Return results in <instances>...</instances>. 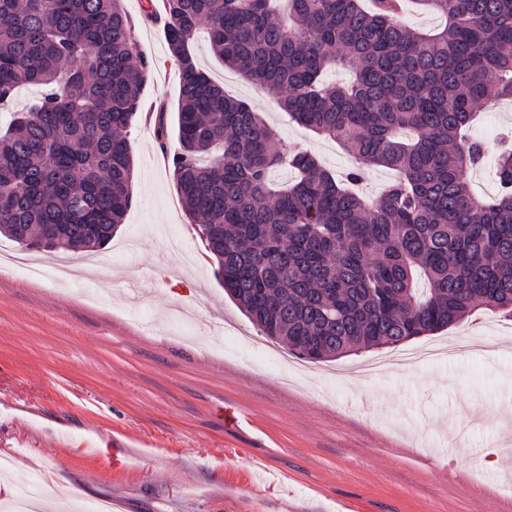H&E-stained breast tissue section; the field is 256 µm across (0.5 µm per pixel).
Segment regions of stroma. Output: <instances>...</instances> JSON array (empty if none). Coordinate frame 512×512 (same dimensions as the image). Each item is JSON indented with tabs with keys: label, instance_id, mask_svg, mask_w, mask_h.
I'll return each instance as SVG.
<instances>
[{
	"label": "stroma",
	"instance_id": "35a3bbf8",
	"mask_svg": "<svg viewBox=\"0 0 512 512\" xmlns=\"http://www.w3.org/2000/svg\"><path fill=\"white\" fill-rule=\"evenodd\" d=\"M152 64L129 140L134 200L107 249L67 253L70 289L0 272V506L31 485L65 512H496L512 502V319L485 308L409 347L464 353L378 375L374 348L296 373L224 294L186 216L163 152L178 148L180 76L164 26L125 0ZM202 68L263 112L285 145L345 172L334 141L293 122L260 86L224 67L206 32ZM512 100L488 104L472 133L498 151ZM239 415L224 423L225 410Z\"/></svg>",
	"mask_w": 512,
	"mask_h": 512
}]
</instances>
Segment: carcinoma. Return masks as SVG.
I'll use <instances>...</instances> for the list:
<instances>
[{"mask_svg": "<svg viewBox=\"0 0 512 512\" xmlns=\"http://www.w3.org/2000/svg\"><path fill=\"white\" fill-rule=\"evenodd\" d=\"M435 31L394 0H162L180 74L185 212L224 292L264 335L299 356L336 360L450 328L476 307L512 314V149L494 160L496 195L467 173L487 159L464 129L512 99V0H417ZM206 27L224 65L264 86L298 124L337 140V175L290 151L247 101L202 69ZM124 0H0V103L41 87L0 128V235L27 248L97 251L134 196L127 138L151 64ZM349 74L324 79L327 69ZM295 182L273 187L278 167ZM398 173L375 201L366 168Z\"/></svg>", "mask_w": 512, "mask_h": 512, "instance_id": "carcinoma-1", "label": "carcinoma"}]
</instances>
